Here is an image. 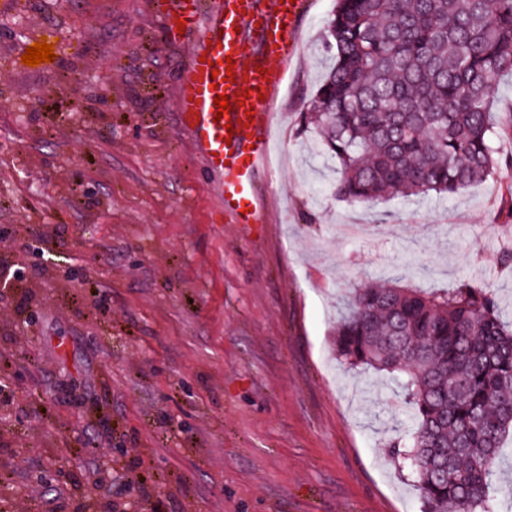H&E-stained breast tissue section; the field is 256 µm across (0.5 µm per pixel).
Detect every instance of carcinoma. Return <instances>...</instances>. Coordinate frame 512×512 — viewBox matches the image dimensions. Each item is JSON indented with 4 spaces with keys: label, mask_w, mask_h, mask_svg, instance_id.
I'll use <instances>...</instances> for the list:
<instances>
[{
    "label": "carcinoma",
    "mask_w": 512,
    "mask_h": 512,
    "mask_svg": "<svg viewBox=\"0 0 512 512\" xmlns=\"http://www.w3.org/2000/svg\"><path fill=\"white\" fill-rule=\"evenodd\" d=\"M334 65L303 114L336 164L335 194L454 196L512 162L492 112L512 77V0H337ZM335 350L388 375L413 432L391 443L421 512H493L487 491L512 436V323L474 284L423 292L397 281L349 290Z\"/></svg>",
    "instance_id": "obj_1"
}]
</instances>
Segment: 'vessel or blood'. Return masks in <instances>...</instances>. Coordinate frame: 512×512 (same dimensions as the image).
<instances>
[{
  "label": "vessel or blood",
  "mask_w": 512,
  "mask_h": 512,
  "mask_svg": "<svg viewBox=\"0 0 512 512\" xmlns=\"http://www.w3.org/2000/svg\"><path fill=\"white\" fill-rule=\"evenodd\" d=\"M307 0H153L172 39L200 30L179 61L175 104L180 130L216 179L220 206L235 224L269 223L258 180L270 169L268 108L296 54ZM232 111L220 114L216 95Z\"/></svg>",
  "instance_id": "b4317fda"
}]
</instances>
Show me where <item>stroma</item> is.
<instances>
[{"label":"stroma","instance_id":"1","mask_svg":"<svg viewBox=\"0 0 512 512\" xmlns=\"http://www.w3.org/2000/svg\"><path fill=\"white\" fill-rule=\"evenodd\" d=\"M335 0L270 108L271 221L228 223L147 0H0V512H420L413 423L334 353L348 288H492L512 169L445 199L334 195L303 121ZM53 61L26 68L39 37ZM363 224V238L337 233Z\"/></svg>","mask_w":512,"mask_h":512}]
</instances>
